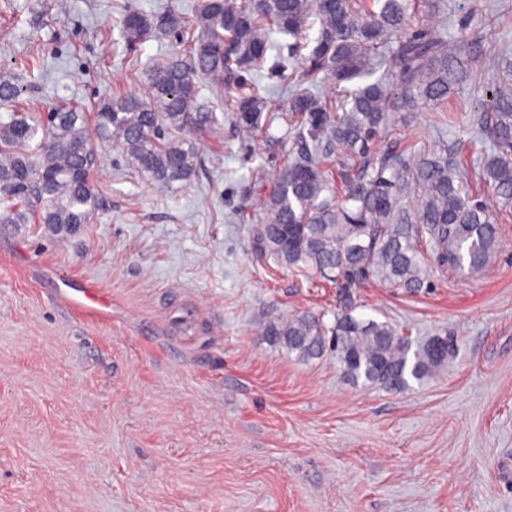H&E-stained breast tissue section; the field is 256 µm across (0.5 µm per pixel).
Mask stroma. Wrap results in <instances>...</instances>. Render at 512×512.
<instances>
[{"label":"stroma","mask_w":512,"mask_h":512,"mask_svg":"<svg viewBox=\"0 0 512 512\" xmlns=\"http://www.w3.org/2000/svg\"><path fill=\"white\" fill-rule=\"evenodd\" d=\"M197 0H0V76L47 113L141 90L174 39L133 46L127 10ZM494 85L476 71L445 116L398 112L401 146L474 142ZM218 118L170 191L111 144L90 174L91 223L59 236L0 224V512H512V220L485 270L429 259L427 286L343 290L259 254L251 216L298 141ZM107 316L71 308L88 286ZM388 321L456 350L406 386L345 381L262 333L296 312Z\"/></svg>","instance_id":"stroma-1"}]
</instances>
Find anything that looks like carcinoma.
<instances>
[{"label":"carcinoma","mask_w":512,"mask_h":512,"mask_svg":"<svg viewBox=\"0 0 512 512\" xmlns=\"http://www.w3.org/2000/svg\"><path fill=\"white\" fill-rule=\"evenodd\" d=\"M428 0H198L191 15L153 19L139 11L121 20L128 43L182 35L144 75V92L100 100L94 134L80 104L47 115L18 104V83L0 76V224L33 219L57 235L88 224L96 209L89 175L97 144L111 142L161 186L188 184L198 163L191 134L213 131L212 109L198 101L197 80L225 93L224 107L247 135L263 136L269 97L247 76L270 51L274 33L309 49L302 64L276 57L280 81L293 88L285 116L304 148L289 154L263 197L255 225L259 250L300 273L328 276L342 288L370 279L415 292L429 252L457 271L486 266L498 244L500 216L512 209V59L484 50L485 28L458 39L427 28ZM490 68L498 87L480 134L492 153L471 165L468 145L455 152L425 146L405 156L371 149L380 135L397 140L392 113L441 111L470 71ZM328 98L309 91L323 82ZM264 334L303 360L328 355L357 385H404L448 359V337L412 350L388 321L346 312L330 328L301 313L270 319Z\"/></svg>","instance_id":"obj_1"}]
</instances>
